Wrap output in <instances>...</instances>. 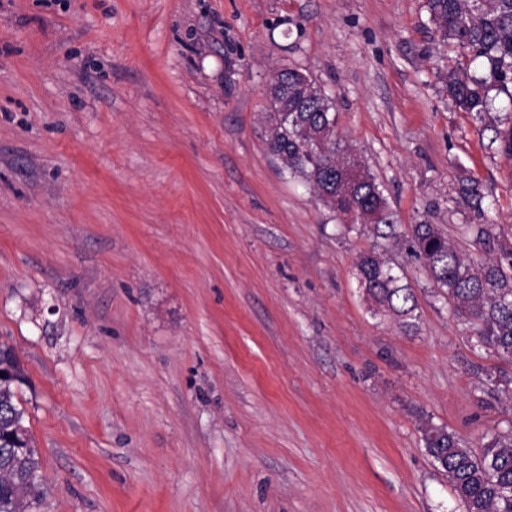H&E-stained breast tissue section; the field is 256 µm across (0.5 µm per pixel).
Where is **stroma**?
I'll return each instance as SVG.
<instances>
[{"label":"stroma","instance_id":"stroma-1","mask_svg":"<svg viewBox=\"0 0 512 512\" xmlns=\"http://www.w3.org/2000/svg\"><path fill=\"white\" fill-rule=\"evenodd\" d=\"M456 56L427 0H0V341L34 512H464L421 427L481 450L512 363L404 240L435 224L478 262L464 225L512 233V103L458 111ZM284 66L331 100L400 239L346 230L268 152ZM370 249L413 331L373 313ZM356 268L360 282L376 311L395 315L401 329L404 332L411 331L419 318L416 312L418 305L413 289L408 284H401L403 277L372 250L359 254Z\"/></svg>","mask_w":512,"mask_h":512}]
</instances>
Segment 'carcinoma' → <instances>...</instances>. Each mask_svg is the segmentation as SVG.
<instances>
[{
  "label": "carcinoma",
  "mask_w": 512,
  "mask_h": 512,
  "mask_svg": "<svg viewBox=\"0 0 512 512\" xmlns=\"http://www.w3.org/2000/svg\"><path fill=\"white\" fill-rule=\"evenodd\" d=\"M433 20L443 38L483 63L479 76L467 73L461 63L448 70L447 91L458 110L488 111L490 93L512 101V0H429ZM275 124L267 149L279 155L285 167L310 182L318 197L329 203L343 172V157L334 140L336 114L330 99L303 72L285 67L268 90ZM351 198L344 207L356 208L368 223L388 229L397 237L396 225L379 184L361 169ZM461 198L482 210L484 195L472 178L460 181ZM473 242L486 254L477 264L435 224H413L410 251L440 288L458 317L475 326V344L499 360L512 362V243L500 240L493 224H471ZM361 284L376 311L389 312L401 329L416 326L417 299L402 276L372 250L356 261ZM24 382L18 356L0 343V512H32L41 484V463L24 410L16 400L17 385ZM424 447L450 480L465 512H512V422L477 452L448 430L423 424Z\"/></svg>",
  "instance_id": "obj_1"
}]
</instances>
